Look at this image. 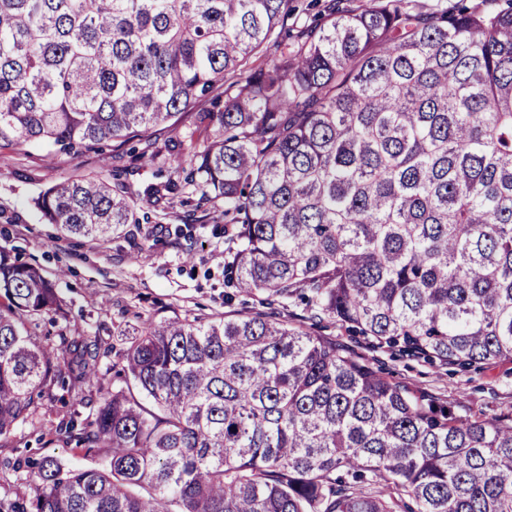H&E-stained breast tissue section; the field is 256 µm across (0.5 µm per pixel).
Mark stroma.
Returning a JSON list of instances; mask_svg holds the SVG:
<instances>
[{"label":"stroma","mask_w":512,"mask_h":512,"mask_svg":"<svg viewBox=\"0 0 512 512\" xmlns=\"http://www.w3.org/2000/svg\"><path fill=\"white\" fill-rule=\"evenodd\" d=\"M145 143L134 150L111 145L75 156L48 157L45 150L0 151V249L33 265L52 280L67 318L41 319L38 335H83L101 345L117 343L120 326L171 312L193 318L224 310V203L203 206L181 199L161 201L166 216L157 224H129L105 243L63 237L47 223L33 200L54 183L71 176L94 175L111 181L113 168L126 169L130 193L165 181V159L143 164ZM376 366L415 390L435 394L461 415H512V363L469 372L432 367L416 360L376 353ZM94 382L54 388L40 408L42 424L19 426L13 445L0 448V499L29 494L12 461L27 452L53 454L80 466L77 449L51 441L53 425L81 398L96 394Z\"/></svg>","instance_id":"1"}]
</instances>
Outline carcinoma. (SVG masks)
Instances as JSON below:
<instances>
[{
	"label": "carcinoma",
	"mask_w": 512,
	"mask_h": 512,
	"mask_svg": "<svg viewBox=\"0 0 512 512\" xmlns=\"http://www.w3.org/2000/svg\"><path fill=\"white\" fill-rule=\"evenodd\" d=\"M492 2L0 0V150L139 138L152 161L190 118L143 195L224 200V306H262L56 346L34 331L55 288L0 251V448L62 375L99 383L54 430L90 464L28 462L8 512H512V416L456 415L317 333L512 362V0ZM123 175L35 207L107 241L155 216Z\"/></svg>",
	"instance_id": "obj_1"
}]
</instances>
